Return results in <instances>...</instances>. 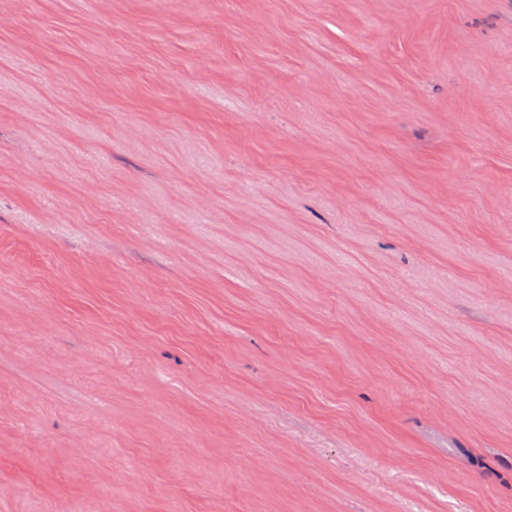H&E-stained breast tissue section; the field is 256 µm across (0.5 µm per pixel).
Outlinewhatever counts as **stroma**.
Returning <instances> with one entry per match:
<instances>
[{
  "mask_svg": "<svg viewBox=\"0 0 512 512\" xmlns=\"http://www.w3.org/2000/svg\"><path fill=\"white\" fill-rule=\"evenodd\" d=\"M0 512H512V0H0Z\"/></svg>",
  "mask_w": 512,
  "mask_h": 512,
  "instance_id": "stroma-1",
  "label": "stroma"
}]
</instances>
